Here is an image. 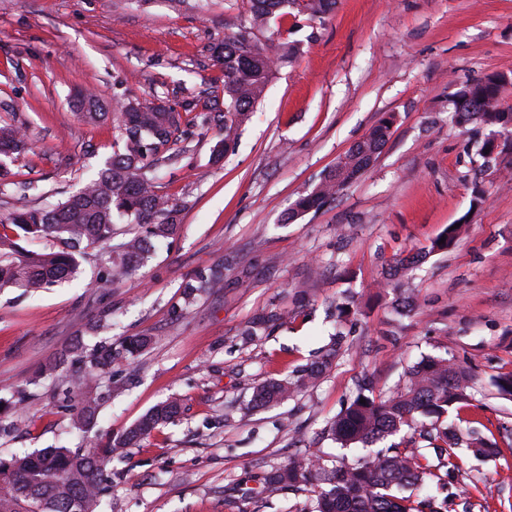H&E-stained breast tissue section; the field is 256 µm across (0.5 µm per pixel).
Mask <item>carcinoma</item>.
Listing matches in <instances>:
<instances>
[{"instance_id":"carcinoma-1","label":"carcinoma","mask_w":512,"mask_h":512,"mask_svg":"<svg viewBox=\"0 0 512 512\" xmlns=\"http://www.w3.org/2000/svg\"><path fill=\"white\" fill-rule=\"evenodd\" d=\"M247 33L224 36L212 48L224 74L223 137L212 151L214 161L233 151L240 131L252 118L262 99L275 63L288 64L296 48L286 42L271 53L263 46L250 44L247 37L266 31L271 22L292 9L312 21L324 22L336 9V0H249ZM512 84L511 73H492L460 91L452 120L458 125L478 123L488 130L482 146L486 155L494 140L512 136V106L501 96ZM217 103L202 106L188 102L184 111L163 104L144 105L136 100L116 101L118 137L112 155L76 192L63 201L33 207L20 202L0 218V288H20L31 293L66 279L78 269L85 250L112 238L117 224H140L144 231L122 244L113 261V275L100 278L99 287L112 282V276L131 275L152 256L155 242L177 229V202L161 193L157 169L173 155L174 146L190 125L212 120ZM202 111H197V108ZM395 117L378 121L346 155L338 168L324 174L313 189L300 196L289 208L291 220L316 210L334 198L346 185L359 178L382 152L391 137ZM30 149L29 139L20 127L0 126V154H21ZM459 229L447 227L436 237L427 253L445 251L456 243ZM22 238H48L55 248L49 252H24ZM445 243H440V240ZM224 281L216 271L200 270L182 285L184 302L191 303L197 292L222 288ZM285 316L275 310L255 314L243 331L246 337L262 336L284 323ZM302 369L293 378L270 380L254 388L253 408L282 403L315 383L330 370L341 350ZM112 355L92 356L86 363L83 385L91 387ZM472 377L463 366L445 357L426 356L411 366L402 387L388 395L365 394L355 399L328 420L323 435L343 447L371 445L406 426L411 436L403 446L391 445L379 451L374 460L360 461L338 468L310 450L297 453L288 462L268 472L263 491L317 484L319 490L298 512H448V497L420 498L414 490L433 484L447 489L451 469L455 468L454 449L461 445L458 431L443 423L451 406L468 407ZM365 402H360V399ZM97 397L84 393L77 423L89 427L95 418ZM177 401L168 400L146 413L131 426L123 439L110 448L73 452L53 448L37 454L15 455L0 461V485L7 494L0 496V512H95L99 502L102 475L107 463L121 457L123 450L159 425L179 414ZM467 449L476 457L495 455L497 448L483 439H474Z\"/></svg>"}]
</instances>
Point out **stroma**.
<instances>
[{
	"label": "stroma",
	"instance_id": "35a3bbf8",
	"mask_svg": "<svg viewBox=\"0 0 512 512\" xmlns=\"http://www.w3.org/2000/svg\"><path fill=\"white\" fill-rule=\"evenodd\" d=\"M247 16L246 0H0V123L31 142L8 164L0 215L20 200H63L97 172L116 136L115 94L175 108L222 96L210 48ZM278 29L255 42L294 41L300 52L275 72L236 154L213 163L215 122L159 169L179 229L135 275L97 288L112 267L111 249L97 247L72 281L32 295L0 289V458L108 446L176 397L179 417L106 468L96 512H298L306 492H261L266 472L303 446L354 463L362 448L319 433L359 381L389 392L421 356L443 355L470 371L467 416L499 449L485 460L459 451L456 512H512V395L494 383L512 373V141L482 155L486 130L451 119L463 86L512 72V0H337L325 22L289 17ZM86 90L104 110L95 123L79 115ZM389 114L393 134L373 166L287 220ZM457 223L451 249L388 281L395 259ZM218 265L223 288L184 303L183 280ZM349 294L351 312L339 316ZM265 308L293 318L243 342ZM339 331L347 345L326 376L246 410L254 386L295 374ZM132 336L152 342L112 363L93 425L75 427L83 357Z\"/></svg>",
	"mask_w": 512,
	"mask_h": 512
}]
</instances>
